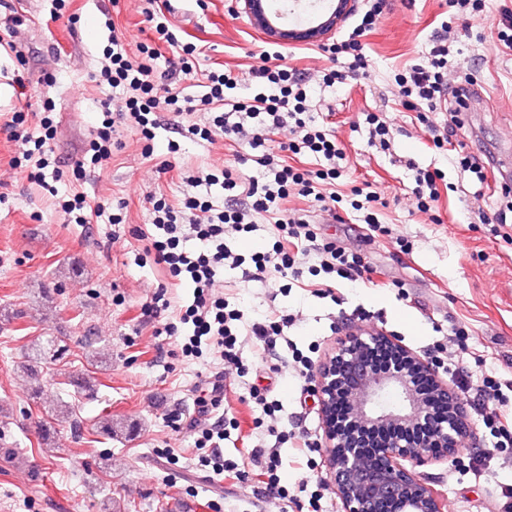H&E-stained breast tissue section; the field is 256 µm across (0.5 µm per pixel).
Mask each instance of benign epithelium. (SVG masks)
<instances>
[{"instance_id":"7a95c632","label":"benign epithelium","mask_w":512,"mask_h":512,"mask_svg":"<svg viewBox=\"0 0 512 512\" xmlns=\"http://www.w3.org/2000/svg\"><path fill=\"white\" fill-rule=\"evenodd\" d=\"M266 4L267 0H237L251 24L282 44L326 41L357 8V0H334L318 24L285 30L270 23ZM376 351L393 359L379 373L367 362V355ZM422 375L431 381L427 394L418 388ZM317 393L328 475L343 512H442L433 491L406 463L440 462L458 454L472 427L458 391L426 359L382 331H355L337 343L320 368ZM342 395L352 409L338 418L334 407ZM397 422L411 429L424 425L426 434L385 442L374 455H365L358 433Z\"/></svg>"}]
</instances>
